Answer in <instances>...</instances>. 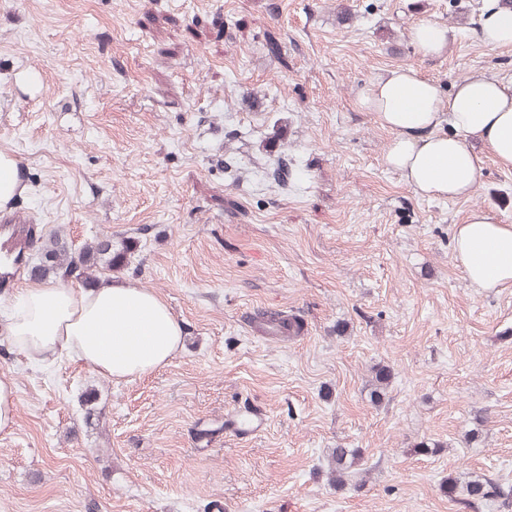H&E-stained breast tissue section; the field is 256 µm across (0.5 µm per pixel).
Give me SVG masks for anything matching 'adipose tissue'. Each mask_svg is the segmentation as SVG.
<instances>
[{
  "label": "adipose tissue",
  "mask_w": 512,
  "mask_h": 512,
  "mask_svg": "<svg viewBox=\"0 0 512 512\" xmlns=\"http://www.w3.org/2000/svg\"><path fill=\"white\" fill-rule=\"evenodd\" d=\"M357 102L392 132L384 162L419 195L472 196L485 176V161L471 148L475 142L485 144L500 167L512 168V80L476 70L444 99L434 82L399 68L362 88ZM454 250L472 284L512 286L511 224L471 211L456 229ZM0 328L38 362L72 354L111 381L167 364L182 340L181 325L164 301L130 281L92 290L27 284L0 316Z\"/></svg>",
  "instance_id": "obj_1"
}]
</instances>
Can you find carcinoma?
<instances>
[{"label":"carcinoma","mask_w":512,"mask_h":512,"mask_svg":"<svg viewBox=\"0 0 512 512\" xmlns=\"http://www.w3.org/2000/svg\"><path fill=\"white\" fill-rule=\"evenodd\" d=\"M127 249H131V246L116 251L112 248V239L102 237L87 244L83 251L76 254L66 241L52 236L42 242L38 263L33 271L40 278L74 276L82 279L86 287L94 288L100 282L96 274L97 266L104 264L110 270L122 269ZM391 380L390 367L381 365L372 370L368 383L371 403L378 404L385 399ZM361 460L358 448L338 446L331 449L328 454L329 482L338 487L347 484ZM445 491L451 500L460 494L467 496V504L471 507L489 504L495 507L496 512H512V484L497 479L472 474L461 482L457 477H450Z\"/></svg>","instance_id":"cac0c4a2"}]
</instances>
